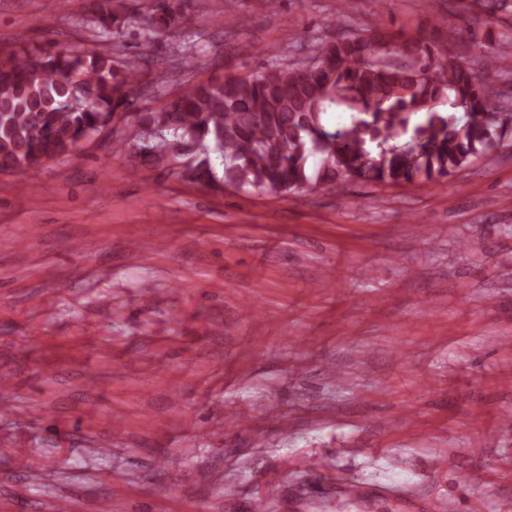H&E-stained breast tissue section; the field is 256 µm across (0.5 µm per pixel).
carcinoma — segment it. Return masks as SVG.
<instances>
[{
	"instance_id": "obj_1",
	"label": "carcinoma",
	"mask_w": 512,
	"mask_h": 512,
	"mask_svg": "<svg viewBox=\"0 0 512 512\" xmlns=\"http://www.w3.org/2000/svg\"><path fill=\"white\" fill-rule=\"evenodd\" d=\"M473 22L512 12V0H469ZM182 0H152L142 18L148 35L180 23ZM137 16L124 0H92L90 27L118 34ZM483 74L422 36L402 37L373 23L360 34L321 41L313 59L275 61L258 76L191 84L161 108L132 111L146 55L95 49L0 50V173L23 177L68 154L91 130L125 121L113 150L141 141L146 128L172 137L148 161L171 167V142L204 153L180 178L208 185L293 194L357 182L398 186L436 182L512 139L509 98L497 87L512 42L485 46ZM328 112L349 118L331 129ZM216 154L224 173L217 179Z\"/></svg>"
}]
</instances>
